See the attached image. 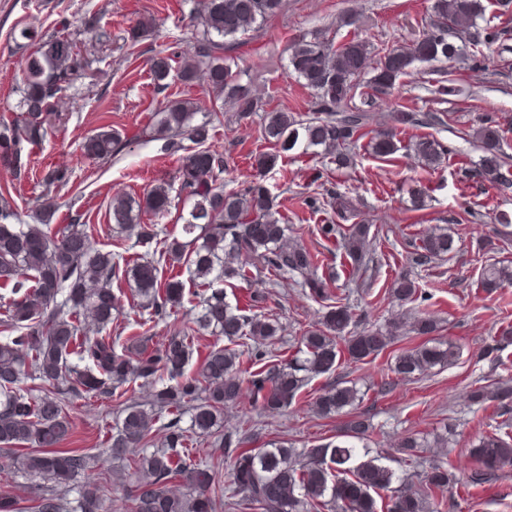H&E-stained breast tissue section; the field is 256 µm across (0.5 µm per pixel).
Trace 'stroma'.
Segmentation results:
<instances>
[{
  "label": "stroma",
  "instance_id": "stroma-1",
  "mask_svg": "<svg viewBox=\"0 0 512 512\" xmlns=\"http://www.w3.org/2000/svg\"><path fill=\"white\" fill-rule=\"evenodd\" d=\"M429 0H285L283 11L269 18L259 29L230 44L224 56L241 84L256 95L270 100L273 107L287 112L308 114L313 98L288 72L290 45L298 39L354 35L374 46L410 48L422 29ZM98 15L112 33V43L99 53L95 67L104 98L89 94L70 109L65 125L55 129L40 145L29 147L30 172L15 179L11 169L0 164V188L11 191L10 202L21 215L50 206L53 223L66 224L72 213H80L85 223L96 225L94 239L99 248L110 250L113 237L106 207L113 195L140 196L155 180L174 175L183 156L193 152L190 141H183L179 155L168 154L162 139L151 129V114L160 103L172 99L208 101L205 78L191 84L173 82L165 90L154 84L145 59L126 63V29L144 17H154L153 45L164 48L167 33L175 22L189 14L184 0H0V114L13 118L19 98L21 55L11 38L16 24H29L39 32H52L59 16H67L73 26L84 17ZM359 15L353 27H340L341 16ZM455 95L434 98L428 90L433 75L428 64H416L386 98L372 100L367 110L373 128L390 123L389 115L408 107L420 112H443L448 125L435 129V137L448 151L442 167L426 168L410 148L409 135H401V150L390 161L376 159L366 148H359L353 167L339 169L322 158L304 156L283 158L277 163L267 186L276 198L279 211L289 223L303 226V240L314 252H321L324 265L335 267L340 275L337 295L354 315H367L370 325L385 327L397 309L383 294L394 278L409 269V242L413 234L451 228L458 250L450 258L433 260L413 269L428 299L427 310L441 326L443 339L457 344L459 361L434 368L418 379H399L389 391L380 385L395 355L421 344L416 334L394 337L383 354L361 362L342 359L329 373L312 378L303 388L299 402L273 416H253L248 430L250 445L263 448L284 441L303 449L335 440L346 421L363 419L372 426L366 443L384 450L391 468H399L398 441L411 433L430 435L442 425L453 430L448 447L422 449L425 461L439 459L457 484L448 491L447 512H512V466L490 479L473 483L469 477L477 465L470 446L481 436L495 433L504 421H512V402L500 405H474L472 390L512 378V344L493 351L494 337L512 325V287L490 296L479 278L486 261L512 260V244L485 250V242L495 240V210L512 214V189L481 179L465 177L462 168L477 159L472 144L458 138L477 115L494 113L508 135L504 149L512 154V48L488 53L476 68L456 64L448 69ZM107 127L123 138L120 151L111 160L95 162L81 151L85 137ZM227 164L226 189H233L254 172L255 154L267 151L261 138V118L238 121L232 110H224L211 141ZM68 170L66 186H46L41 179L52 168ZM336 186L357 209L359 222L370 225L375 234L374 259L368 263L366 281H349L351 261L343 251L326 252L317 232L324 214L312 213L303 203L319 184ZM427 187L429 198L424 210H412L408 190ZM252 282L225 287L226 300L245 304L252 290L263 291V310L278 318L283 333L276 345L281 358H290L302 334L315 326L325 309L301 286V276L270 277L264 266L252 271ZM356 384L363 402L333 418L317 416L311 404L328 385ZM115 405L108 401L78 399L69 412L73 434L67 445L100 455L115 424Z\"/></svg>",
  "mask_w": 512,
  "mask_h": 512
}]
</instances>
